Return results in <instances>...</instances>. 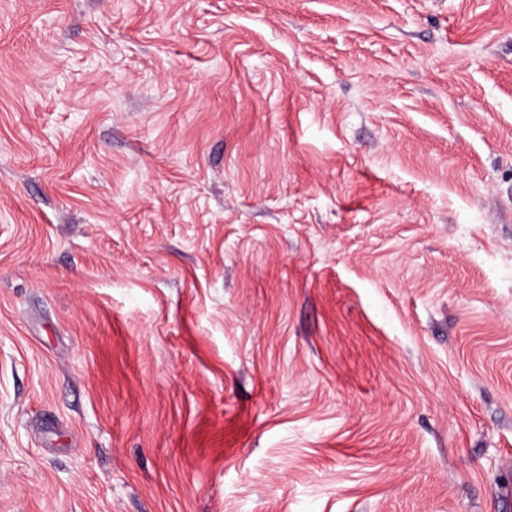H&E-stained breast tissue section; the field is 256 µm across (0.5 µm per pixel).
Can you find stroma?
I'll return each mask as SVG.
<instances>
[{"label":"stroma","mask_w":512,"mask_h":512,"mask_svg":"<svg viewBox=\"0 0 512 512\" xmlns=\"http://www.w3.org/2000/svg\"><path fill=\"white\" fill-rule=\"evenodd\" d=\"M0 512H512V0H0Z\"/></svg>","instance_id":"stroma-1"}]
</instances>
